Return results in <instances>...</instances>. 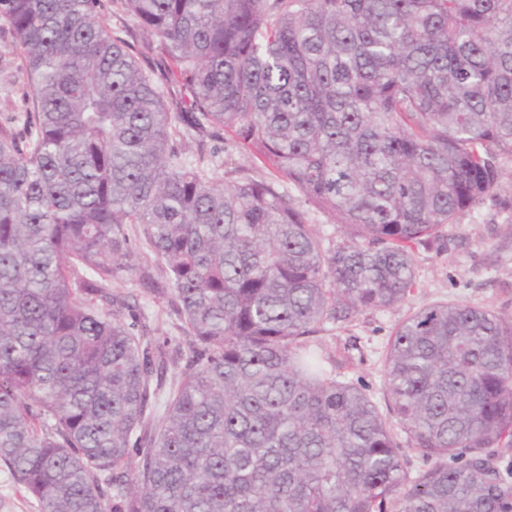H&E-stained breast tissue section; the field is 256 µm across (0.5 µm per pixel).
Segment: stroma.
<instances>
[{
	"mask_svg": "<svg viewBox=\"0 0 512 512\" xmlns=\"http://www.w3.org/2000/svg\"><path fill=\"white\" fill-rule=\"evenodd\" d=\"M11 42L9 31L1 28L0 125L27 107L22 97L25 74ZM182 148L191 160L202 153L208 155L212 175L221 183L244 175L265 181L276 178L221 129L211 130L201 139L186 138ZM443 233L438 246L415 251L418 286L408 302L390 310L364 312L352 327L323 335L327 343L353 345V363L346 377L368 386L381 413L389 411L382 372L385 347L394 327L412 311L431 303L454 301L512 315V208L485 201L457 223L445 225ZM114 288L129 293L144 308L153 337L180 335L181 321L169 303L145 295L135 277L115 282Z\"/></svg>",
	"mask_w": 512,
	"mask_h": 512,
	"instance_id": "obj_1",
	"label": "stroma"
}]
</instances>
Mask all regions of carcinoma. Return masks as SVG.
<instances>
[{
  "label": "carcinoma",
  "instance_id": "obj_1",
  "mask_svg": "<svg viewBox=\"0 0 512 512\" xmlns=\"http://www.w3.org/2000/svg\"><path fill=\"white\" fill-rule=\"evenodd\" d=\"M115 2L158 66L103 0H0L31 104L0 126V463L41 512H512V316L435 303L391 334L413 477L320 336L407 301L415 248L497 198L512 0ZM213 127L296 194L189 161ZM133 271L183 336L112 291ZM102 19L105 26L114 35H118L129 42H133V40L138 41V49L141 54H137V57L142 66L146 67L153 64L154 53L146 45L142 44L139 39V33L132 26L130 18L123 14L117 6L112 5V0H104Z\"/></svg>",
  "mask_w": 512,
  "mask_h": 512
}]
</instances>
